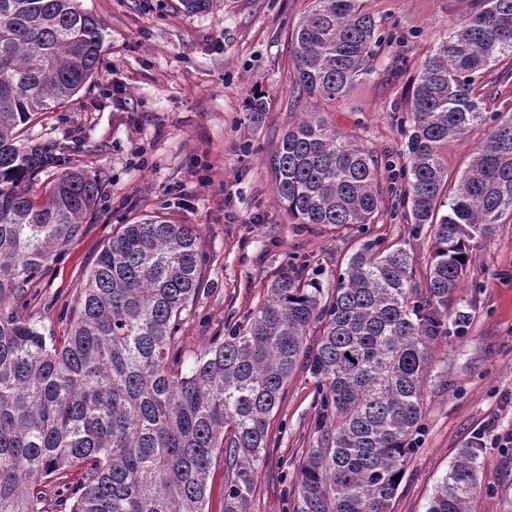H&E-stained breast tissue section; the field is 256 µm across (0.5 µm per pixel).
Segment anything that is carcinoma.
<instances>
[{
  "instance_id": "cac0c4a2",
  "label": "carcinoma",
  "mask_w": 512,
  "mask_h": 512,
  "mask_svg": "<svg viewBox=\"0 0 512 512\" xmlns=\"http://www.w3.org/2000/svg\"><path fill=\"white\" fill-rule=\"evenodd\" d=\"M379 30L364 0H310L289 35L288 111L344 97L375 73ZM103 45L100 21L79 0H0V512H206L220 454L224 512H251L268 421L298 367L316 382L321 436L293 512H389L424 414L428 345L448 335L449 320L468 318L448 302L475 242L512 217V114L487 116L477 83L512 59V0H474L419 63L397 117L408 125L404 164L379 161L315 112L288 127L268 162L288 217L336 229L375 222L387 173L402 218L429 232L425 285L406 249L368 239L328 298L319 282L284 271L246 325L212 337L190 362L179 333L208 263L192 224L153 214L121 225L86 272L63 336L45 335L27 311L33 283L82 234L101 185L65 171L33 195L56 146L19 130L95 79ZM486 123L448 187L441 145ZM481 452L458 451L425 512H469Z\"/></svg>"
}]
</instances>
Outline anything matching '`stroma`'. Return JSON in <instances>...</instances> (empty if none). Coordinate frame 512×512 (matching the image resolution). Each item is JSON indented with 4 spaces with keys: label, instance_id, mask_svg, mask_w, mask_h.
<instances>
[{
    "label": "stroma",
    "instance_id": "1",
    "mask_svg": "<svg viewBox=\"0 0 512 512\" xmlns=\"http://www.w3.org/2000/svg\"><path fill=\"white\" fill-rule=\"evenodd\" d=\"M81 0L103 28L96 81L63 108L39 114L22 137L58 145L47 185L83 169L102 186L86 231L58 250L33 286L29 311L44 334L61 335L60 319L86 271L119 225L151 213L198 227L208 256L207 289L180 334L187 354L223 334L227 318L245 319L291 264L331 286L336 271L367 237L406 248L424 279L426 231L393 214L384 194L378 220L365 229L294 224L272 188L265 161L294 113L288 112L292 66L288 35L309 0ZM472 0H367L394 42L376 49L377 71L347 98L309 100L340 135L378 158L405 152L392 120L405 104L418 63L467 16ZM267 101L259 122L246 117L251 90ZM487 128L476 125L442 150L449 180L468 167ZM468 312L464 327L429 344L423 429L391 512H425L437 481L458 450L481 445L482 489L470 512H512V447L478 441L487 424L512 430V221L471 252L468 278L453 296ZM316 383L295 370L274 410L269 446L255 477L251 512H292L291 490L308 448L319 437Z\"/></svg>",
    "mask_w": 512,
    "mask_h": 512
}]
</instances>
